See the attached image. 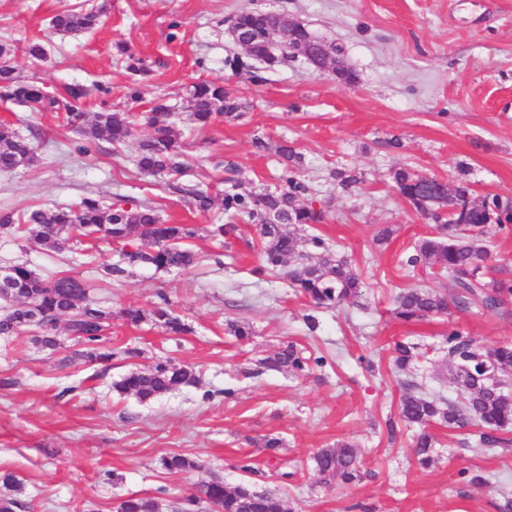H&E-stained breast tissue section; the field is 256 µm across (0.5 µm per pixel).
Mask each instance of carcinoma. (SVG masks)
<instances>
[{
  "label": "carcinoma",
  "instance_id": "cac0c4a2",
  "mask_svg": "<svg viewBox=\"0 0 512 512\" xmlns=\"http://www.w3.org/2000/svg\"><path fill=\"white\" fill-rule=\"evenodd\" d=\"M268 12L259 8L243 9L233 20L243 33L248 50L245 56H233L224 61L236 74H247L253 81L261 80L259 72L275 64L288 65L295 58L287 55L273 60L268 53L270 42L266 19ZM100 22V12L91 9L65 11L52 19L59 32H88ZM125 58L129 73L127 97L141 95V77L150 72L144 60L134 57L126 48L117 46ZM12 49L0 45V99L12 103H31L51 111L63 112L67 124L82 125L85 113L76 111L86 90L77 84L68 85L56 93L46 91L38 81H26L15 72L11 63ZM243 103L230 97L224 86L199 83L187 97L186 109L190 120L206 127L218 118L238 119L243 116ZM171 106L156 104L146 117L148 135L138 144L135 166L142 174H166L176 179L187 171L183 144L169 121ZM136 116L126 112L93 113L91 135L96 140L121 144L134 135ZM277 155L281 165L278 179L284 187L240 192L241 169L230 163L225 167L229 176L224 180V212L247 219L257 234V240H245L248 247H260L263 264L252 269L258 277L279 274L289 287L326 309L358 297L360 279L357 271L343 257H337L318 234H301L305 227L323 221L324 211L314 207V188L301 178L302 156L288 145H281ZM36 161V147L31 139L6 124H0V171L10 172ZM393 181L400 195L419 213L435 224L432 235L411 247L403 260L405 269H437L448 278L452 292L441 293L429 288H404L393 301L392 314L404 322L442 315L451 310L473 308L495 313H507L512 306V266L504 260L496 267L487 265L490 249L483 239L486 227L497 225L506 230L512 225V199L498 195L486 196L480 202L468 199L471 190L461 183L448 192V186L433 177H422L408 169L393 172ZM174 189L189 197L199 212L212 208L213 198L197 185H176ZM456 201L462 211L450 222L444 216L448 200ZM0 229L18 239L35 242L50 249L66 243L100 242L120 245L126 249L128 261L102 265L103 275L119 279L126 275V265L136 263L157 270H177L188 273L196 265L197 254L191 242L199 237V229L191 224H168L157 207L147 201L119 199L110 202L105 196L86 197L76 207L34 209L18 216L0 213ZM236 224H211L206 228L212 240L241 239ZM151 244L145 251L136 242ZM150 312L128 307L120 312L130 325L144 319L152 321L170 335L191 332L190 325L170 309L164 294ZM0 301L6 303L0 313V338L9 339L33 334V341L43 348L59 346L55 330L63 315H70L66 333L82 350L75 356L86 364L107 363L118 354L128 359L139 357L136 348L121 352L103 347L106 332L111 327L112 312L98 307L89 298L87 283L69 274H57L47 279L25 263L10 265L9 278L0 281ZM444 353L455 384L456 399L436 398L411 383L400 398L398 417L407 424L424 425L437 422L453 428L470 420L480 427L478 444L491 451L512 447V344L486 346L461 330H451L439 346ZM394 363L404 372L417 362L428 361V351L411 339L394 343ZM323 356L306 357L293 343L280 346L262 360L268 369L302 375L312 367L325 366ZM197 377L192 367L171 358L157 359L147 370L135 368L112 384L117 392L130 394L142 402L151 401L181 386L193 385ZM417 463L428 468L437 458L435 442L428 433L418 436L415 445ZM359 449L349 442L332 448H321L312 457L313 472L320 483L332 478L349 484L361 479ZM162 467L171 473L199 468L197 462L179 454L162 458ZM0 485L6 493L0 495V512H17L24 508L15 494L21 492L19 480L8 471L0 472ZM210 503L222 512H285L280 498L255 489L249 479L229 489L215 477L199 485L198 494L171 506L172 512H195L194 507ZM116 512H163L158 497L132 495L124 498Z\"/></svg>",
  "mask_w": 512,
  "mask_h": 512
}]
</instances>
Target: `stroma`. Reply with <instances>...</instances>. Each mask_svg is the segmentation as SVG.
<instances>
[{"label": "stroma", "mask_w": 512, "mask_h": 512, "mask_svg": "<svg viewBox=\"0 0 512 512\" xmlns=\"http://www.w3.org/2000/svg\"><path fill=\"white\" fill-rule=\"evenodd\" d=\"M84 2L0 0V43L12 46L17 73L52 90L89 88L78 105L82 112L106 104L139 114L158 99L175 106L189 158L183 181L211 191L228 159L243 170L245 190L272 184L277 147L292 146L325 211L316 231L357 270L360 297L314 312L284 280L254 276L261 256L239 242L228 248L194 240L199 261L185 276L134 265L109 279L99 267L117 260L111 245L90 253L53 251L0 233V265L24 262L46 276H82L90 298L113 314L104 347L141 351L132 360L90 366L74 359L65 366L62 358L75 350L65 329L57 331L55 351L27 336L0 340V470L22 483V512H116L132 495H157L167 505L215 476L236 486L244 479L237 468L243 458L265 472L258 489L281 497L290 512H498L503 493L512 491V449L478 447L470 423L433 424L428 431L440 458L420 468L412 455L418 430L397 420L413 376L395 370L393 348L412 336L437 346L452 329L486 345L512 343V315L454 310L411 323L392 316L402 289H451L447 279L402 268L404 253L431 226L398 194L392 173L407 168L452 186L465 182L477 199L512 197V0H107L94 32L52 29V17ZM254 4L343 45L355 83L301 61L264 69L258 82L233 74L224 60L241 49L227 34L228 21ZM34 38L45 43L46 58L26 53ZM121 44L151 69L137 101L125 97ZM198 81L223 83L249 110L237 120L195 127L185 105ZM101 84L111 94L99 93ZM4 121L21 132L33 129L39 160L0 172L2 209L74 206L104 192L150 200L171 224L203 227L224 219L222 204L199 212L171 193L166 176L134 169L147 126L120 147L101 141L83 156V133L64 127L56 112L0 102ZM258 138L267 151L254 148ZM394 139L399 147H391ZM344 168L360 179L349 193L330 177ZM383 226L392 235L379 244L375 234ZM162 293L192 333L169 336L152 321L133 326L120 317L128 306L152 309ZM312 312L320 321L313 333L303 321ZM233 320L250 323V339L228 334ZM287 342L324 356L325 367L304 375L262 369L260 360ZM161 357L192 365L196 385L149 402L113 390L129 370ZM227 388L233 397H224ZM207 391L212 399H204ZM391 420L397 423L392 436ZM267 437L282 439L279 457L263 450ZM339 442L359 448L361 480L324 486L305 471L283 479V472L305 468L318 449ZM174 453L198 461L199 469L169 473L160 460ZM474 473L485 484H470Z\"/></svg>", "instance_id": "1"}]
</instances>
